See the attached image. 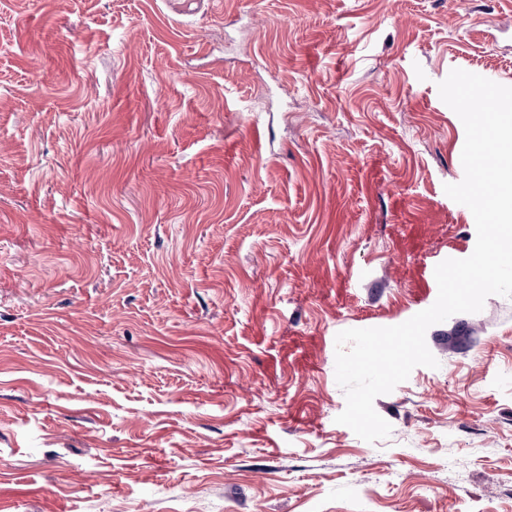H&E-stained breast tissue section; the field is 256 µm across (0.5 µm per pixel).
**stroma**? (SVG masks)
<instances>
[{"label":"stroma","instance_id":"obj_1","mask_svg":"<svg viewBox=\"0 0 512 512\" xmlns=\"http://www.w3.org/2000/svg\"><path fill=\"white\" fill-rule=\"evenodd\" d=\"M455 68L512 0H0V512H512V298L336 421L474 250Z\"/></svg>","mask_w":512,"mask_h":512}]
</instances>
